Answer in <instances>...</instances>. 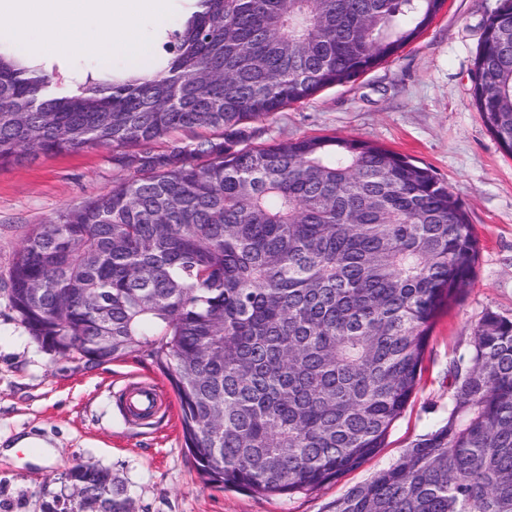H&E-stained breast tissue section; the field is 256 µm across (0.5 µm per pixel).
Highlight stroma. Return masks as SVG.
I'll return each instance as SVG.
<instances>
[{
  "mask_svg": "<svg viewBox=\"0 0 512 512\" xmlns=\"http://www.w3.org/2000/svg\"><path fill=\"white\" fill-rule=\"evenodd\" d=\"M497 4L447 0L432 25L387 61L259 125L262 143L336 134L409 157L447 183L480 243L472 282L435 326L419 388L385 448L310 491L265 497L206 484L184 446L178 410L131 423L110 398L129 383L169 389L150 360L129 356L85 370L30 339L5 292L6 272L26 233L125 173L99 147L0 167V512H41L43 502L67 498L65 474L80 461L123 484L133 512H324L446 417L449 360L466 347L485 311L512 319V158L477 112L472 81L483 24ZM25 436L41 438L53 464L17 448Z\"/></svg>",
  "mask_w": 512,
  "mask_h": 512,
  "instance_id": "stroma-1",
  "label": "stroma"
}]
</instances>
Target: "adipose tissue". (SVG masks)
<instances>
[{
  "instance_id": "adipose-tissue-1",
  "label": "adipose tissue",
  "mask_w": 512,
  "mask_h": 512,
  "mask_svg": "<svg viewBox=\"0 0 512 512\" xmlns=\"http://www.w3.org/2000/svg\"><path fill=\"white\" fill-rule=\"evenodd\" d=\"M167 0H0V25L13 40L28 43L31 32L49 26L37 60L52 62L80 49L91 55L143 54L146 18L164 14Z\"/></svg>"
}]
</instances>
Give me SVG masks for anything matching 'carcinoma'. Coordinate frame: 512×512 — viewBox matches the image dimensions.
I'll use <instances>...</instances> for the list:
<instances>
[{"instance_id": "obj_1", "label": "carcinoma", "mask_w": 512, "mask_h": 512, "mask_svg": "<svg viewBox=\"0 0 512 512\" xmlns=\"http://www.w3.org/2000/svg\"><path fill=\"white\" fill-rule=\"evenodd\" d=\"M198 4L162 50L98 66L81 96L0 44V166L97 146L127 171L30 229L7 298L49 353L148 357L206 483L308 491L385 446L479 240L408 157L335 135L255 144L250 124L357 80L445 0ZM473 100L512 157V0L484 22ZM448 380L447 417L325 512H512V319L485 312ZM107 475L74 465L71 498L43 512H130Z\"/></svg>"}]
</instances>
